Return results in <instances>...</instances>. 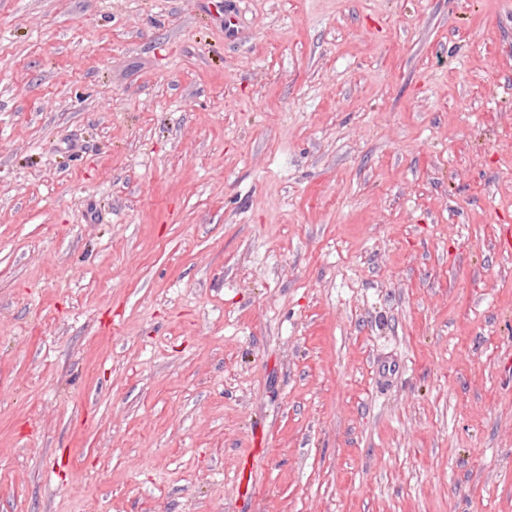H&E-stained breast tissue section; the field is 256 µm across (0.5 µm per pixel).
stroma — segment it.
<instances>
[{"mask_svg":"<svg viewBox=\"0 0 512 512\" xmlns=\"http://www.w3.org/2000/svg\"><path fill=\"white\" fill-rule=\"evenodd\" d=\"M507 240L512 0H0V512H512Z\"/></svg>","mask_w":512,"mask_h":512,"instance_id":"35a3bbf8","label":"stroma"}]
</instances>
